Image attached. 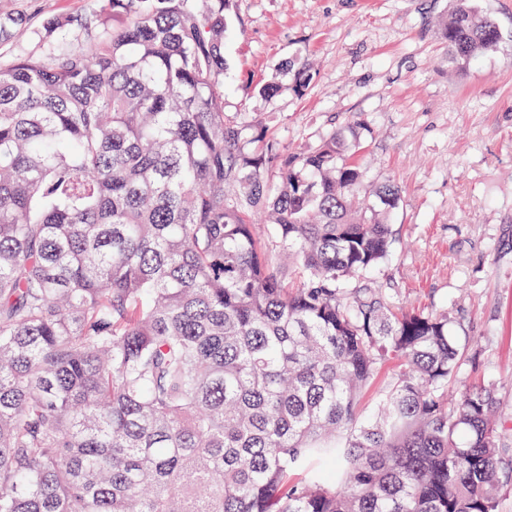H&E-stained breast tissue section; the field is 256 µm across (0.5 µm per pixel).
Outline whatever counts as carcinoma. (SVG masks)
<instances>
[{"label":"carcinoma","mask_w":512,"mask_h":512,"mask_svg":"<svg viewBox=\"0 0 512 512\" xmlns=\"http://www.w3.org/2000/svg\"><path fill=\"white\" fill-rule=\"evenodd\" d=\"M235 7L103 0L121 25L50 19L0 66V512H498L494 390L448 403V317L374 277L397 184L359 209L345 136L224 112ZM444 36L456 65L502 41L472 0ZM398 369V364L394 361H389L382 365L374 379L372 387L361 400L360 410L363 414H367L370 411L376 391L385 387L394 374L397 373Z\"/></svg>","instance_id":"cac0c4a2"}]
</instances>
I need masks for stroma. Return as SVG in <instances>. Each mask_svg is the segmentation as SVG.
Listing matches in <instances>:
<instances>
[{"label": "stroma", "instance_id": "stroma-1", "mask_svg": "<svg viewBox=\"0 0 512 512\" xmlns=\"http://www.w3.org/2000/svg\"><path fill=\"white\" fill-rule=\"evenodd\" d=\"M452 0H237L224 38V110L290 151L361 126L354 156L373 196L395 181L393 251L377 278L404 309L445 314L460 349L450 390L495 385L512 415V0H475L504 35L456 66L443 23ZM26 18L0 64L41 53L50 18L99 0H0ZM313 78L297 90L295 65ZM274 81L278 93L259 95Z\"/></svg>", "mask_w": 512, "mask_h": 512}]
</instances>
